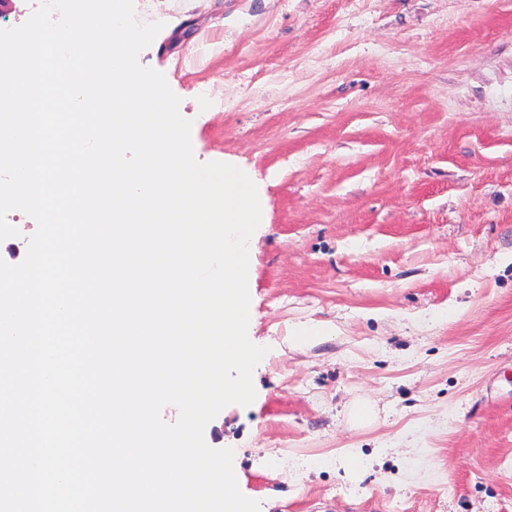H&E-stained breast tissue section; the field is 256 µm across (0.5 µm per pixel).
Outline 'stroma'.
Returning <instances> with one entry per match:
<instances>
[{
    "label": "stroma",
    "instance_id": "stroma-1",
    "mask_svg": "<svg viewBox=\"0 0 512 512\" xmlns=\"http://www.w3.org/2000/svg\"><path fill=\"white\" fill-rule=\"evenodd\" d=\"M135 7L162 25L139 61L196 160L266 203L256 396L204 430L241 493L260 512H512V0Z\"/></svg>",
    "mask_w": 512,
    "mask_h": 512
}]
</instances>
